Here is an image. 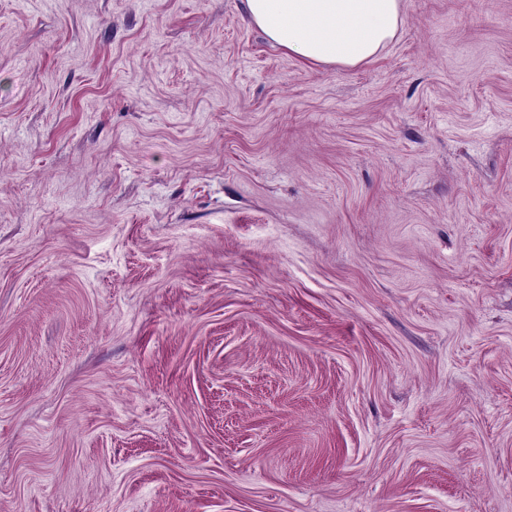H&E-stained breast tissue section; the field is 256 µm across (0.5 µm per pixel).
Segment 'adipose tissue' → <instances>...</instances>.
I'll use <instances>...</instances> for the list:
<instances>
[{"instance_id": "obj_1", "label": "adipose tissue", "mask_w": 512, "mask_h": 512, "mask_svg": "<svg viewBox=\"0 0 512 512\" xmlns=\"http://www.w3.org/2000/svg\"><path fill=\"white\" fill-rule=\"evenodd\" d=\"M275 45L316 64L358 66L395 38L402 0H243Z\"/></svg>"}]
</instances>
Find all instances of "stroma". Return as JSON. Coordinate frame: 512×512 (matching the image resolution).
<instances>
[{
	"label": "stroma",
	"instance_id": "35a3bbf8",
	"mask_svg": "<svg viewBox=\"0 0 512 512\" xmlns=\"http://www.w3.org/2000/svg\"><path fill=\"white\" fill-rule=\"evenodd\" d=\"M402 14L0 0V512H512V0ZM275 45L316 64L358 66L395 38L402 0H243Z\"/></svg>",
	"mask_w": 512,
	"mask_h": 512
}]
</instances>
